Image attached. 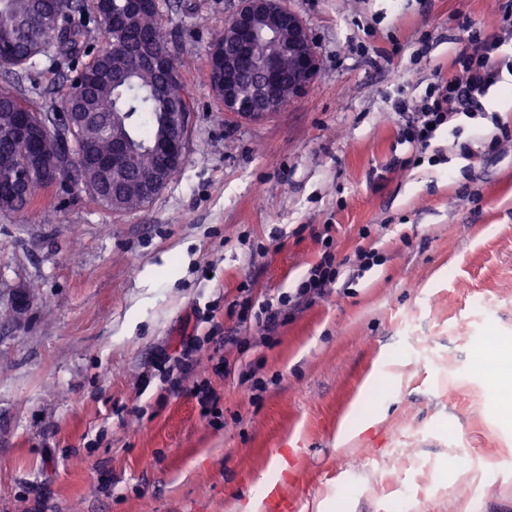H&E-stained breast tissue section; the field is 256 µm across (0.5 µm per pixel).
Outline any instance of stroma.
Listing matches in <instances>:
<instances>
[{
	"label": "stroma",
	"mask_w": 512,
	"mask_h": 512,
	"mask_svg": "<svg viewBox=\"0 0 512 512\" xmlns=\"http://www.w3.org/2000/svg\"><path fill=\"white\" fill-rule=\"evenodd\" d=\"M503 2L285 0L319 70L241 119L207 70L238 0H159L195 107L179 174L128 213L58 184L0 213V512H512V416L480 359L512 347V145L484 149L512 136V35L481 110L428 148L394 109L452 75L459 17L498 34ZM82 65L41 55L12 84L57 106ZM322 224L337 262L377 265L271 333L242 322L295 293ZM191 335L174 392L157 359Z\"/></svg>",
	"instance_id": "obj_1"
}]
</instances>
